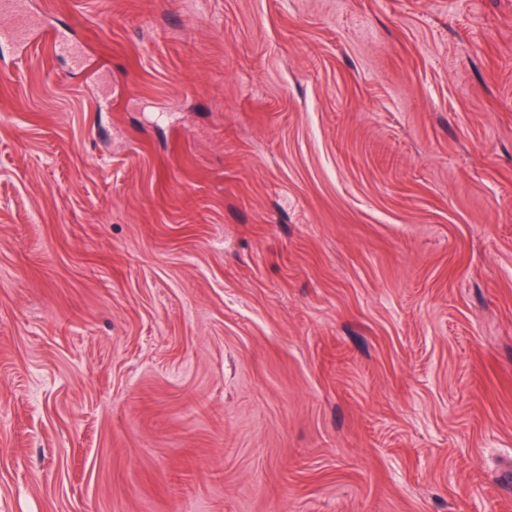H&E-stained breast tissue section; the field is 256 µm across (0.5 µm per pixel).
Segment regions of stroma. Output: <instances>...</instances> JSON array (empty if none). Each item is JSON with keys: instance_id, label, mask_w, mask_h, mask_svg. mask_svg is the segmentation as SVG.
Segmentation results:
<instances>
[{"instance_id": "1", "label": "stroma", "mask_w": 512, "mask_h": 512, "mask_svg": "<svg viewBox=\"0 0 512 512\" xmlns=\"http://www.w3.org/2000/svg\"><path fill=\"white\" fill-rule=\"evenodd\" d=\"M31 7L0 512H512V0Z\"/></svg>"}]
</instances>
